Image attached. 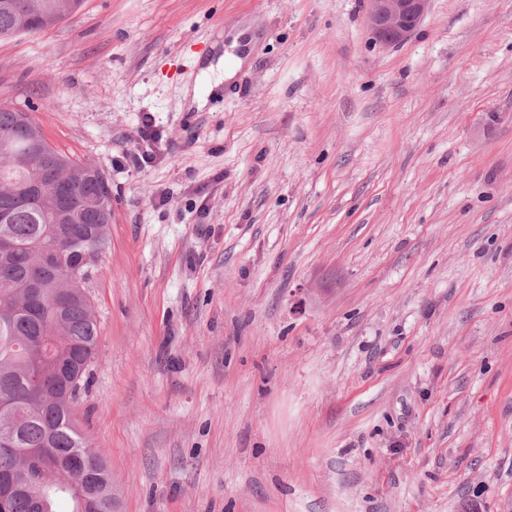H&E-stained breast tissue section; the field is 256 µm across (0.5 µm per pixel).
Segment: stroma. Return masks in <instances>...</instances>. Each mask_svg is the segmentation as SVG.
Here are the masks:
<instances>
[{
  "instance_id": "35a3bbf8",
  "label": "stroma",
  "mask_w": 512,
  "mask_h": 512,
  "mask_svg": "<svg viewBox=\"0 0 512 512\" xmlns=\"http://www.w3.org/2000/svg\"><path fill=\"white\" fill-rule=\"evenodd\" d=\"M367 12L84 0L0 39V105L112 186L75 416L119 512H512V0L391 48Z\"/></svg>"
}]
</instances>
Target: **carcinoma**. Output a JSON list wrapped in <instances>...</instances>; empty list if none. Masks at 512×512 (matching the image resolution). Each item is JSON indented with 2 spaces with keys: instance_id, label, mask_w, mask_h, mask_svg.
I'll return each instance as SVG.
<instances>
[{
  "instance_id": "obj_1",
  "label": "carcinoma",
  "mask_w": 512,
  "mask_h": 512,
  "mask_svg": "<svg viewBox=\"0 0 512 512\" xmlns=\"http://www.w3.org/2000/svg\"><path fill=\"white\" fill-rule=\"evenodd\" d=\"M81 0H0V39L51 28ZM0 474L36 468L37 480L12 498L11 512H56L74 489L114 512L112 474L91 481L57 461L102 462L74 424L99 336L87 292L110 243L112 188L105 171L53 148L26 112L0 106Z\"/></svg>"
}]
</instances>
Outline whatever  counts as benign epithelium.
Masks as SVG:
<instances>
[{"instance_id": "benign-epithelium-1", "label": "benign epithelium", "mask_w": 512, "mask_h": 512, "mask_svg": "<svg viewBox=\"0 0 512 512\" xmlns=\"http://www.w3.org/2000/svg\"><path fill=\"white\" fill-rule=\"evenodd\" d=\"M430 0H370L368 25L375 43L394 47L420 25Z\"/></svg>"}]
</instances>
